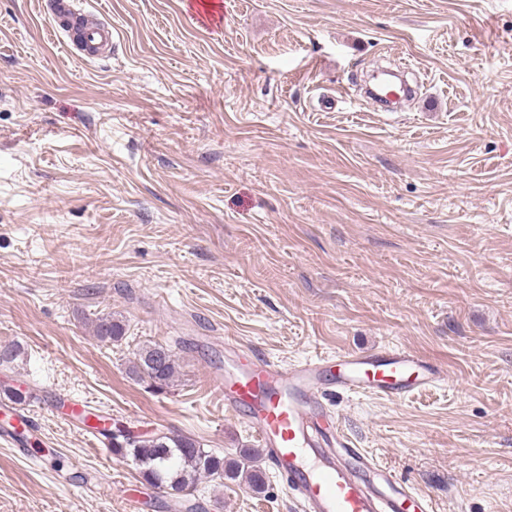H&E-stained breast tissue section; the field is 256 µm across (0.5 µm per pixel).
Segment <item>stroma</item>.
Segmentation results:
<instances>
[{"instance_id":"stroma-1","label":"stroma","mask_w":512,"mask_h":512,"mask_svg":"<svg viewBox=\"0 0 512 512\" xmlns=\"http://www.w3.org/2000/svg\"><path fill=\"white\" fill-rule=\"evenodd\" d=\"M79 5L115 34L93 60L45 0H0V401L34 390L47 435L0 445V512H179L59 401L237 458L258 441L211 383L228 342L438 365L414 398L324 401L433 512H512V0ZM377 63L419 99L374 111ZM150 341L176 353L164 393L129 373ZM260 466L265 493L205 480L193 512H300ZM95 335L104 343L119 342L123 339L124 328L120 322L112 320V315L100 316L95 323Z\"/></svg>"}]
</instances>
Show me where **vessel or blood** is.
I'll list each match as a JSON object with an SVG mask.
<instances>
[{
    "label": "vessel or blood",
    "instance_id": "obj_1",
    "mask_svg": "<svg viewBox=\"0 0 512 512\" xmlns=\"http://www.w3.org/2000/svg\"><path fill=\"white\" fill-rule=\"evenodd\" d=\"M213 379L224 392L225 409L246 419L304 512H432L430 500L357 448L322 403L331 387L388 398L415 395L442 379L426 360L390 348L280 366L241 351ZM9 415L0 429L6 445L36 432L26 413L13 409Z\"/></svg>",
    "mask_w": 512,
    "mask_h": 512
}]
</instances>
